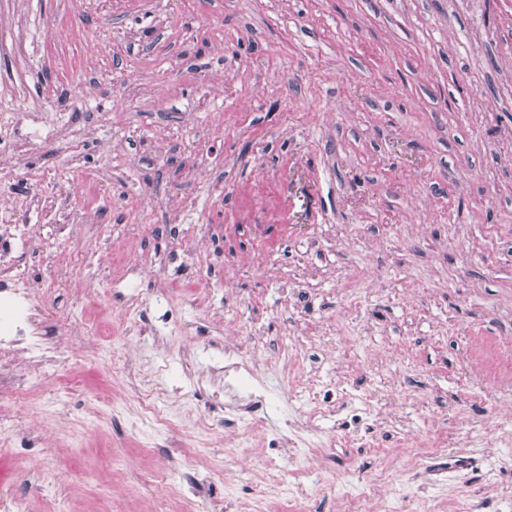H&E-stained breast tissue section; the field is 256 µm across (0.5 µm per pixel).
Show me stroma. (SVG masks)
Masks as SVG:
<instances>
[{
  "mask_svg": "<svg viewBox=\"0 0 512 512\" xmlns=\"http://www.w3.org/2000/svg\"><path fill=\"white\" fill-rule=\"evenodd\" d=\"M0 25L17 41L0 49V113L99 125L77 158L40 150L30 167L70 185L75 210L87 174L112 194L76 228L80 254L111 240L99 300L52 296L70 327L26 403L44 434L0 435L29 512H148L160 485L175 512H253L267 441L323 383L371 396L388 430L349 433L324 477L403 469L399 448L429 424L449 453L512 455V395L488 415L479 368L453 355L512 347V0H5ZM78 90L93 113L66 109ZM172 203L173 244L156 234ZM140 241L170 254L165 336L121 333L112 274ZM88 320L111 325L107 343H85ZM256 336L266 433L228 450L209 372ZM286 336L325 353L319 383L288 377ZM141 393L174 429L138 415ZM190 445L211 483L191 502ZM455 480L477 512H512V470Z\"/></svg>",
  "mask_w": 512,
  "mask_h": 512,
  "instance_id": "35a3bbf8",
  "label": "stroma"
}]
</instances>
